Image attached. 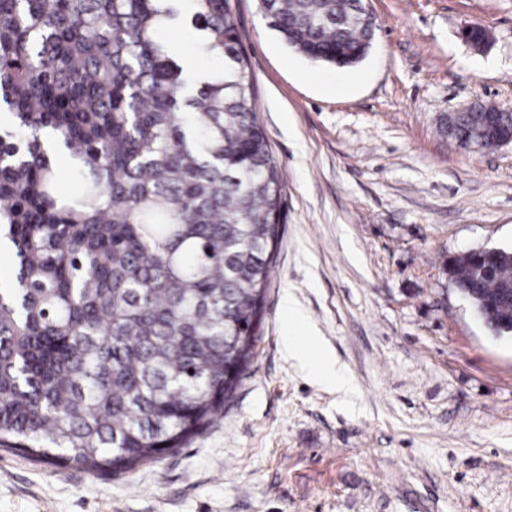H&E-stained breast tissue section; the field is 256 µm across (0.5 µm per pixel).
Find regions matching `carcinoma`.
Here are the masks:
<instances>
[{
	"label": "carcinoma",
	"mask_w": 512,
	"mask_h": 512,
	"mask_svg": "<svg viewBox=\"0 0 512 512\" xmlns=\"http://www.w3.org/2000/svg\"><path fill=\"white\" fill-rule=\"evenodd\" d=\"M257 3L310 61L373 46L361 0ZM178 25L224 68L170 49ZM484 120L442 130L465 142ZM282 207L227 0H0V447L129 471L209 425L254 356ZM471 267L448 274L502 335L512 259Z\"/></svg>",
	"instance_id": "obj_1"
}]
</instances>
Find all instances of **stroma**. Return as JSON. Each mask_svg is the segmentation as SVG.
Returning a JSON list of instances; mask_svg holds the SVG:
<instances>
[{"label":"stroma","instance_id":"stroma-1","mask_svg":"<svg viewBox=\"0 0 512 512\" xmlns=\"http://www.w3.org/2000/svg\"><path fill=\"white\" fill-rule=\"evenodd\" d=\"M228 5L282 168L256 355L221 415L133 471L0 448V512H512V337L448 275L512 247V144L440 132L474 103L512 110V0H370L375 41L347 69L288 48L257 0ZM289 351L308 362L312 370L320 373L329 383H335L337 388L345 386V379L338 369L334 370L333 364L321 355L317 360L312 359L304 350L289 344Z\"/></svg>","mask_w":512,"mask_h":512}]
</instances>
